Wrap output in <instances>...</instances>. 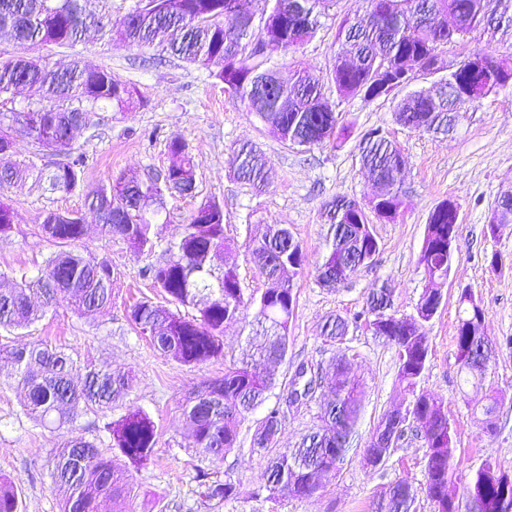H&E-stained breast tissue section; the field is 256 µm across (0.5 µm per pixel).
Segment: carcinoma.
Segmentation results:
<instances>
[{
    "label": "carcinoma",
    "mask_w": 512,
    "mask_h": 512,
    "mask_svg": "<svg viewBox=\"0 0 512 512\" xmlns=\"http://www.w3.org/2000/svg\"><path fill=\"white\" fill-rule=\"evenodd\" d=\"M89 0H0V31L28 46H72L87 28ZM329 0H263L259 12H244L238 0H148L134 6L114 22L109 34L142 48H158L172 57L211 72L224 84V92L257 116L281 141L297 146L321 144L338 131V114L324 100L323 86L331 83L341 97L365 99L388 96L378 75L385 71L401 77L413 65L438 57V47L482 30L491 36L512 27V0H368L364 14L343 20L337 39L346 49L336 55L332 69L316 76L304 68L281 78L273 62L276 54L299 51L317 33L319 16ZM456 26L450 30L447 16ZM496 74V84L485 94L512 82V60L483 55ZM443 89L434 95L415 91L397 104L398 123L410 129L446 134L454 129L449 114L458 111L460 92L472 83L464 71H452ZM19 86H29L40 96L38 105L25 112L0 111V143L23 123L37 144L34 155L50 158L39 166L33 160L15 161L0 154V187L24 185L31 180L70 193L83 182L85 160L74 151L71 131L112 106L126 112L135 104L137 91L112 71L74 61L54 69L36 56L0 59V97ZM171 162L149 179L126 172L106 185L88 191L86 198L101 223V232L117 236L131 248L155 246L151 220L164 209L165 195L190 194L195 188V166L187 143L167 142ZM360 161L375 181L387 182L384 198L366 204L336 197L326 203L323 218L330 225V250L319 267V281L330 288L343 270L355 271L373 262L379 243L368 213L393 221L402 206L398 174L405 159L397 143L380 127L367 131L360 142ZM237 178L254 189H266L270 168L253 144L244 143L231 157ZM456 212L448 202L429 214L418 265L429 279L448 276L455 252L448 249V225ZM39 230L56 243L75 245L86 235L83 218L75 211L54 210L40 217ZM229 247L224 237V209L216 201L199 206L183 234L167 242L161 260L144 275L167 296L174 308L149 300L135 304L128 322L141 337L172 361L190 366L224 353V325L244 318L254 308L251 326L266 343L247 361L224 367V376L187 401L183 414L191 447L211 461L222 460L236 448L239 421L261 405L276 385L277 367L288 353L290 326L297 303V280L304 274L300 242L288 229L267 227L252 248L256 265L265 278L259 300L246 299L236 270L215 271L213 260ZM112 262L87 257L79 251H62L50 257L33 278L23 273L10 288H0V329L26 328L45 317L60 302L86 316L112 304ZM390 297L379 286L369 294L365 319L378 316L377 303ZM475 297L462 290V315L456 327L457 357L468 349L490 344L484 334L472 335ZM386 329L380 339L398 349L397 381L411 394L410 421L424 439L425 487L434 512H457L451 507V485L458 479L456 448L441 395L416 392L431 357L424 324L414 327L406 317L386 310ZM349 321L341 316L326 320L323 336L344 344ZM16 368L14 381L23 390L22 410L43 427L73 424L93 407L110 408L132 386L130 372L110 364L88 365L78 384L72 380L76 361L64 350L32 343L26 347H0V356ZM334 394L320 415L317 430L298 447L270 458L267 480L255 496L267 501L284 494L309 497L322 481L336 477L359 423L366 396L365 384L351 374L346 354L315 374ZM112 448L136 471L147 467L158 444L153 418L139 408H129L106 424ZM282 428L280 411L273 409L260 421L252 450L269 453ZM406 427L396 425L394 411L385 412L372 431L384 447H397ZM54 485L63 490L61 512H98L102 499L118 505L130 500V475L112 465L97 444L81 434L73 436L55 453ZM477 498L472 512H512V475L488 466L472 479ZM237 486L226 480L204 483V497L218 504L237 498ZM415 494L407 483L388 486L377 512H416ZM0 512H19L17 491L0 482Z\"/></svg>",
    "instance_id": "1"
}]
</instances>
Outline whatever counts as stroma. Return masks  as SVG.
Returning <instances> with one entry per match:
<instances>
[{
  "label": "stroma",
  "mask_w": 512,
  "mask_h": 512,
  "mask_svg": "<svg viewBox=\"0 0 512 512\" xmlns=\"http://www.w3.org/2000/svg\"><path fill=\"white\" fill-rule=\"evenodd\" d=\"M136 0H93L92 9L103 22L91 28L76 46L48 45L39 53L50 66L67 67L74 57L107 68L135 84L143 104L128 113L105 110L95 129L76 133L74 146L85 158L84 185L65 194L48 185L0 189V201L15 212L14 230L0 238V273L12 277L36 275L60 246L38 231V218L48 210L79 212L89 232L78 245L84 255L112 261V304L92 317L60 306L57 314L30 328L0 330V345L20 346L37 340L65 348L75 359L109 363L129 370L134 387L111 410H91L75 426L45 428L22 412L20 391L10 385L12 368L0 360V479L13 483L20 512H60L61 497L51 483L54 453L73 431H80L125 467L114 453L104 425L134 406L150 414L159 441L153 461L135 472L133 512H374L382 491L396 480L410 483L417 512H433L425 491V444L415 431H406L396 450L382 464L364 465L363 450L373 426L387 410L403 402L399 387L398 351L363 327H351L348 360L364 380L366 398L350 450L335 478L325 481L311 497L283 496L274 501L252 499L263 485L267 457L251 453L253 434L264 415L280 407L299 366L324 367L337 356L336 344L321 334L330 316L353 318L364 311L373 287L386 285L397 315L409 316L428 280L417 261L429 214L442 201L459 207L455 241L456 261L444 287V300L427 324L432 356L420 382L421 392L448 400V418L459 478L453 494L467 507V488L477 470L490 466L512 473V223L490 232L489 220L500 195L512 188V85L494 90L468 104L456 132L449 136L420 133L398 124L395 102L389 97L366 100L342 98L334 86L324 88L330 108L351 134L320 145L298 147L282 142L257 117L228 97L222 83L207 70L180 60L154 59L152 50L109 38L104 27L124 16ZM362 0H333L315 38L297 55L311 73L328 71L340 51L339 23L362 14ZM512 58V34L490 38L473 33L439 49L440 65L483 53ZM381 127L400 146L405 158L401 173L403 205L396 221L373 220L379 252L372 265L362 266L336 287L319 283L317 274L328 253L323 205L337 196L364 203L375 196L376 185L359 161L358 145L369 129ZM180 136L188 142L196 165L192 194H169L154 222L157 246L138 252L118 237L101 234L98 218L85 202L87 189L108 177L128 171L155 173L170 163L167 143ZM260 147L272 169L266 191L258 193L239 181L230 163L242 142ZM209 200L224 208V234L232 246L226 263L235 265L245 294L260 296L264 278L252 260L251 249L267 225L288 228L305 253L304 274L298 283L297 305L291 325L288 356L267 400L246 413L238 426L236 448L223 460L210 462L188 446L182 414L186 400L211 381L221 378L226 364L240 360L250 328L237 322L224 329V354L195 366H182L164 357L131 329L127 313L136 301L149 298L164 304L159 289L145 277L147 266L162 256V245L179 237L192 212ZM470 289L485 310L484 330L494 343L479 388L465 385L457 360L455 335L457 298ZM492 396L497 403V431L487 434L474 400ZM329 399L316 390L312 398L288 409L279 435L278 451L294 447L313 428ZM229 480L240 489L238 500L221 505L202 495V477Z\"/></svg>",
  "instance_id": "stroma-1"
}]
</instances>
